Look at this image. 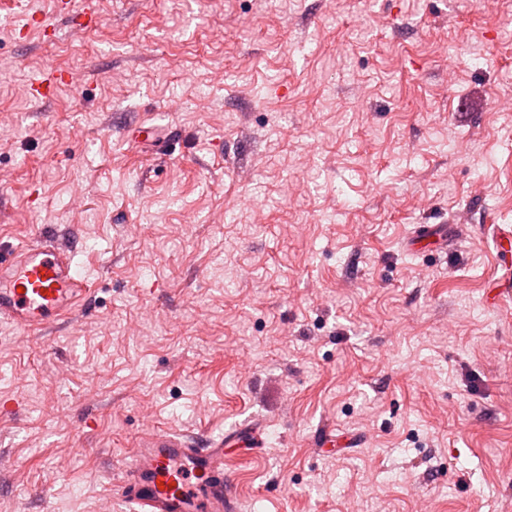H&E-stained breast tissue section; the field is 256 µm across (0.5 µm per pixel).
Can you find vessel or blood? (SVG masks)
<instances>
[{"label": "vessel or blood", "instance_id": "obj_1", "mask_svg": "<svg viewBox=\"0 0 512 512\" xmlns=\"http://www.w3.org/2000/svg\"><path fill=\"white\" fill-rule=\"evenodd\" d=\"M66 74L34 82L32 97L49 98ZM71 245L0 243V322L23 332L65 324L87 294ZM230 432L213 438L158 430L121 463L112 487L132 512H238L224 472L225 449L246 443Z\"/></svg>", "mask_w": 512, "mask_h": 512}]
</instances>
